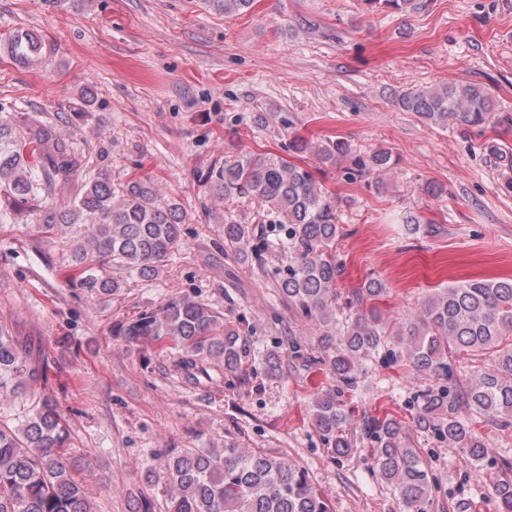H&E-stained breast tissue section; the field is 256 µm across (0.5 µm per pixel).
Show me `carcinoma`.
I'll return each mask as SVG.
<instances>
[{"instance_id": "carcinoma-1", "label": "carcinoma", "mask_w": 512, "mask_h": 512, "mask_svg": "<svg viewBox=\"0 0 512 512\" xmlns=\"http://www.w3.org/2000/svg\"><path fill=\"white\" fill-rule=\"evenodd\" d=\"M226 15L249 11L255 0H205ZM371 13L408 12L419 0H365ZM8 46L14 60L29 64L44 44L17 30ZM395 106L429 126L483 132L492 124L494 101L481 84L447 83L402 90ZM288 150L310 153L322 165L350 161V179L381 176L391 165L384 147L353 152L342 140L317 145L293 132ZM216 196L229 205L249 198L271 224L288 225L285 258L288 278L279 291L288 307L316 326L325 352L322 365L336 386L313 396L309 421L332 458L351 456L357 441L347 428L349 411L342 397L359 387L366 362L401 361L419 374L448 385L429 384L412 401L416 430L467 450L477 467L494 462L491 449L474 429L476 419L512 426V278L471 279L434 288L415 306L405 326L394 329L374 305L387 292L371 278L337 302L344 275L333 249L339 236L336 193L317 180L309 166L267 152H248L211 168ZM73 193L61 214L37 202L38 194ZM0 197L35 203L36 223L46 233L69 224L85 225L74 250V281L86 292L116 295L123 278L113 268L144 280L158 278L164 261L182 246L180 203L159 198L149 177L112 183L104 169L83 165L61 145L52 126L36 115L15 124L0 116ZM252 228L224 220V244L238 249L250 243ZM116 335L132 345L152 343L173 350L182 362L216 360L224 372H238L249 349L238 329L206 303L172 296L158 308L118 325ZM484 357L491 370H474L460 379V355ZM268 377L282 375V355H264ZM48 381L41 353L0 326V399L31 387L32 401L18 424L0 420V512H93L85 489L74 478L62 449L69 441L67 419L36 385ZM362 430L376 444L378 475L394 486L403 512H428L437 480L427 461L406 440L402 425L385 416L364 415ZM493 495L498 512H512V463H498ZM162 485L165 512H330L326 498L307 473L286 458L274 457L237 441L222 448H182L164 456L152 475Z\"/></svg>"}]
</instances>
